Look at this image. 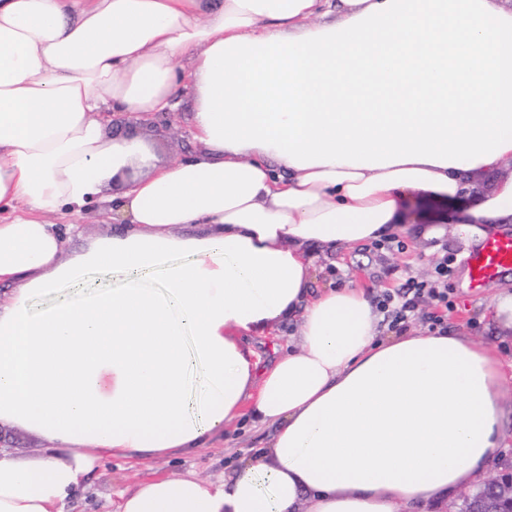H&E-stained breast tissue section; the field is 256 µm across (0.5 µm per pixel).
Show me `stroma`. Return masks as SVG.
Listing matches in <instances>:
<instances>
[{
	"label": "stroma",
	"mask_w": 512,
	"mask_h": 512,
	"mask_svg": "<svg viewBox=\"0 0 512 512\" xmlns=\"http://www.w3.org/2000/svg\"><path fill=\"white\" fill-rule=\"evenodd\" d=\"M181 101L180 111L161 117L159 128L138 123L133 126L134 133L159 143L169 156L175 158L188 156L198 148L185 123L187 112L194 106L191 89H183ZM474 203L470 196L448 202L419 196L410 198L399 218L400 223L409 227L408 234L399 239L400 249L377 250L369 242L339 248L335 263L326 264L323 273L319 274L318 285L333 283L341 286L357 280L370 286L371 295L376 298L400 287L408 278H428L441 257L449 256L452 273L448 285L452 290L453 309L448 314V327L463 330L476 341H501L505 349L512 351V332L501 330L486 315L493 296L512 292V272L490 282L480 292H472L466 288L464 278L470 248L450 232L452 225L466 215ZM271 435V429L256 428L244 421L227 428L224 437L188 457L141 462L112 460L95 474L75 503L69 506L68 512H115L120 493L141 481L188 471L204 478L221 479L249 449L266 445Z\"/></svg>",
	"instance_id": "stroma-1"
}]
</instances>
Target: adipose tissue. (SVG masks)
<instances>
[{"label":"adipose tissue","instance_id":"ef3b65f1","mask_svg":"<svg viewBox=\"0 0 512 512\" xmlns=\"http://www.w3.org/2000/svg\"><path fill=\"white\" fill-rule=\"evenodd\" d=\"M163 157L112 118L178 106ZM502 0H0V512H65L101 459L273 428L233 474L142 482L116 512H433L503 461L497 345L387 332L338 246L495 175L460 238L512 221ZM107 205L70 249L53 223ZM299 324L263 357L255 339ZM180 99L182 107L179 112H172L157 119V122L160 123L157 126L162 127L164 132H155V128L146 127L130 119L125 122H130V125H133L132 131L135 134L159 143L169 156L175 158L186 157L198 148L197 143L190 136L184 120L187 116L186 112H192L194 106L191 89L184 88ZM110 215V213L102 211L100 208L92 205L80 220H76L72 217H56L53 221L57 224L78 223L83 231L84 237H90L104 231H109L112 228V224L115 222L112 223L114 220L110 218Z\"/></svg>","mask_w":512,"mask_h":512}]
</instances>
